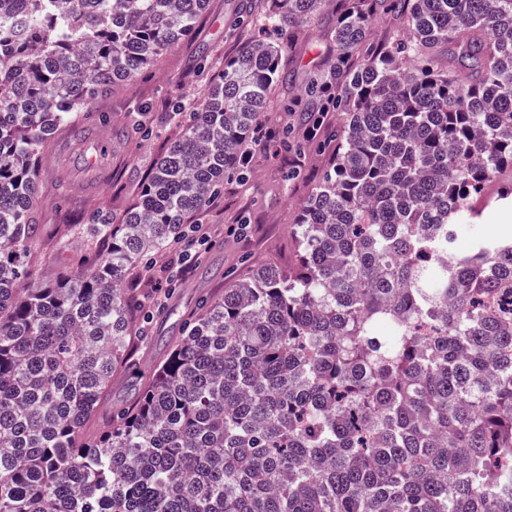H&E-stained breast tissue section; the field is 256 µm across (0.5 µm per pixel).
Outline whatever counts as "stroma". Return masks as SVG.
<instances>
[{
	"mask_svg": "<svg viewBox=\"0 0 512 512\" xmlns=\"http://www.w3.org/2000/svg\"><path fill=\"white\" fill-rule=\"evenodd\" d=\"M240 0H210L195 30L163 59L131 82L111 90L91 106V118H103L112 131V154L90 160L87 142L69 134L57 139L49 178L68 185V196L46 193L39 220L43 226L58 223L64 213L80 212L86 219H105L124 208L146 180L160 148L173 139L182 120L171 103L192 108L212 72L223 66L244 43L260 40L282 42L277 29L263 15L242 16ZM336 27V5L328 0L315 22L302 29L284 56L285 78L273 92L259 126L275 131L274 139H258L245 184L226 181L223 197L196 221L202 239L189 253L172 248L152 256L154 265L171 269L161 283V304L149 320L146 339L132 362L116 374L108 390L104 413L133 407L144 386L169 356L189 316L203 300L221 294L230 280L288 253L289 226L297 205L327 166V156L312 152L308 175L287 184L281 171L279 147L289 141L282 129L287 124L282 104L294 100L311 80L317 66L330 52ZM512 236V209H486L479 224L456 227L451 249L467 252L474 238Z\"/></svg>",
	"mask_w": 512,
	"mask_h": 512,
	"instance_id": "obj_1",
	"label": "stroma"
}]
</instances>
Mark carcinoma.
<instances>
[{
  "mask_svg": "<svg viewBox=\"0 0 512 512\" xmlns=\"http://www.w3.org/2000/svg\"><path fill=\"white\" fill-rule=\"evenodd\" d=\"M326 0H245L288 36ZM207 0H0V512H512V237L450 268L512 168V0H338L304 89L327 169L294 260L248 270L194 315L132 408L95 435L142 339L136 268L247 170L279 44L224 60L134 202L104 224L35 215L59 131L195 27ZM404 19L363 48L371 20ZM448 67L438 66L442 50ZM85 232L77 273L40 282Z\"/></svg>",
  "mask_w": 512,
  "mask_h": 512,
  "instance_id": "carcinoma-1",
  "label": "carcinoma"
}]
</instances>
